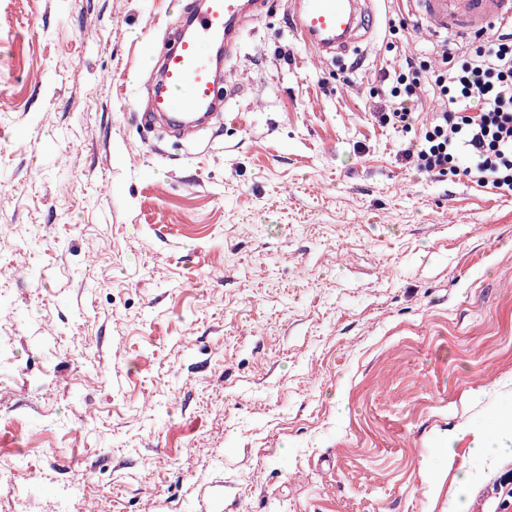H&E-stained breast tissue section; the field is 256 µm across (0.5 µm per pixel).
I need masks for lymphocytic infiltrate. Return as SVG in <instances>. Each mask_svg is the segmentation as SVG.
<instances>
[{
    "label": "lymphocytic infiltrate",
    "mask_w": 512,
    "mask_h": 512,
    "mask_svg": "<svg viewBox=\"0 0 512 512\" xmlns=\"http://www.w3.org/2000/svg\"><path fill=\"white\" fill-rule=\"evenodd\" d=\"M440 65L429 81L414 78L406 59L403 75L390 90L382 124L418 132L402 150L422 174L459 176L500 195H512V31L478 33L441 45ZM432 94L440 106L418 122L412 103L418 92Z\"/></svg>",
    "instance_id": "lymphocytic-infiltrate-1"
}]
</instances>
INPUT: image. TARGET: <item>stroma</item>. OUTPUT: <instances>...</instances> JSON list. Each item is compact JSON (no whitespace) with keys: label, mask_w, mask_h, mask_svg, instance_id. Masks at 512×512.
Returning a JSON list of instances; mask_svg holds the SVG:
<instances>
[{"label":"stroma","mask_w":512,"mask_h":512,"mask_svg":"<svg viewBox=\"0 0 512 512\" xmlns=\"http://www.w3.org/2000/svg\"><path fill=\"white\" fill-rule=\"evenodd\" d=\"M190 0H0V512H469L512 456V197L420 175L381 125L453 35L374 0L317 61L264 0L212 140L131 114ZM495 449H489V442L486 438L476 436L471 448L474 456L493 458L495 454L512 453V414H498L497 429L492 436Z\"/></svg>","instance_id":"1"}]
</instances>
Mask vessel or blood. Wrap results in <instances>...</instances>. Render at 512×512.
I'll return each mask as SVG.
<instances>
[{"label": "vessel or blood", "mask_w": 512, "mask_h": 512, "mask_svg": "<svg viewBox=\"0 0 512 512\" xmlns=\"http://www.w3.org/2000/svg\"><path fill=\"white\" fill-rule=\"evenodd\" d=\"M428 33L467 35L493 23L512 22V0H417ZM246 0H206L190 17L176 46L159 53L156 91L147 111L140 113L142 126L164 122L190 140L209 127L214 112L223 105L216 67L204 45L223 43L232 49L240 35L239 24ZM288 16L294 31L321 60L349 53L367 42L375 19L370 0H288Z\"/></svg>", "instance_id": "b4317fda"}]
</instances>
